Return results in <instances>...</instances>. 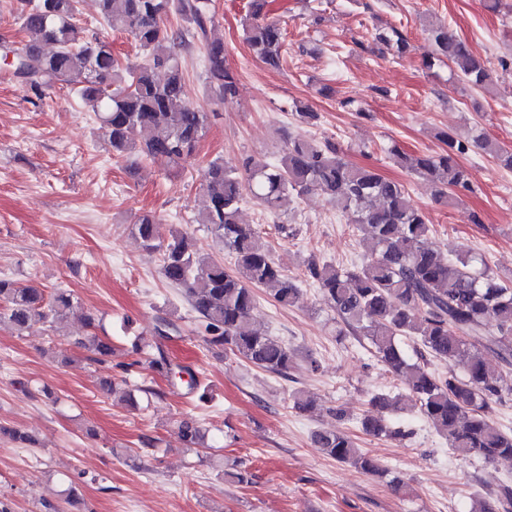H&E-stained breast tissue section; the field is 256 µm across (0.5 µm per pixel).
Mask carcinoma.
Segmentation results:
<instances>
[{"mask_svg":"<svg viewBox=\"0 0 512 512\" xmlns=\"http://www.w3.org/2000/svg\"><path fill=\"white\" fill-rule=\"evenodd\" d=\"M268 0H250L245 40L253 54L272 68L280 67L285 36L268 17ZM106 24L132 35L146 51L135 69L122 64L105 36L90 34L76 23L78 0H17L16 13L35 42L13 64V76L36 99L56 81L78 87L97 114L113 151L164 157L175 168L193 155L207 125L208 114L192 106L185 93L182 68L173 56L175 41L205 45L209 85L219 103L235 100L236 74L224 67V43L208 37L212 23L209 0H97ZM172 14L187 23L175 32L165 21ZM431 58L448 65L460 81L489 91L493 77L488 61L457 37L448 26L428 24ZM374 40L396 59L409 56V40L396 27L375 33ZM448 149L411 157L398 146L389 154L401 166L425 177L435 188V202L448 206L458 195L474 192L469 171L455 155L475 147L512 168V153L479 132L468 141L443 136ZM206 204L197 218L224 245L233 267L201 251L183 232L164 236L163 223L152 213L140 215L131 233L149 254L160 253L161 274L185 290L199 314L204 341L270 373L287 377L295 369L294 353L256 323L255 289H265L282 307L296 303L300 288L275 262L271 245L241 222V204L250 194L264 210L278 213L292 195L318 193L336 203L347 223L368 244L361 265L348 269L310 258L304 276L344 325L338 337L350 332L368 341L374 356L405 392L378 393L371 405L380 415L365 416L369 434L402 440L410 432L389 424L390 411L418 410L448 445L464 458L493 463L512 460V435L490 418L496 406L512 397V383L495 373L485 354L512 368V284L496 277L482 255L464 249L451 260L432 241L426 214L407 200L405 185L381 175L372 166L343 159L333 143L288 138L279 161L269 164L252 157L241 164L216 159L202 173ZM76 308L73 295L62 290L46 297L43 290L0 277V322L18 333L32 321L49 327L64 321ZM416 345L410 357L403 340ZM80 344L95 356L112 353V339L89 335ZM148 366L170 378L186 372L174 367L163 350ZM448 363V374L431 368L430 359ZM464 359L463 375L453 365ZM106 393L134 406L133 390L112 379L100 382ZM293 408L318 410L317 400L302 390L292 393ZM184 447L203 446L205 432L188 414L175 420ZM314 443L330 458L350 462L370 474H382L379 460L355 446L337 430L322 429ZM473 512H512V482H502L495 497L476 500Z\"/></svg>","mask_w":512,"mask_h":512,"instance_id":"cac0c4a2","label":"carcinoma"}]
</instances>
